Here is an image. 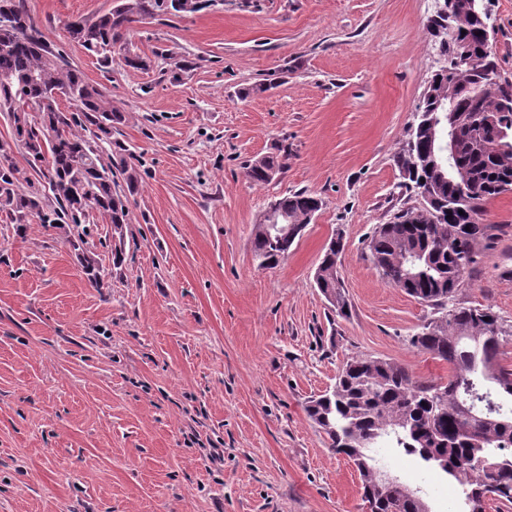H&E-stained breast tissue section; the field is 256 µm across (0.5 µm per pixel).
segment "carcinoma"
<instances>
[{
    "instance_id": "cac0c4a2",
    "label": "carcinoma",
    "mask_w": 512,
    "mask_h": 512,
    "mask_svg": "<svg viewBox=\"0 0 512 512\" xmlns=\"http://www.w3.org/2000/svg\"><path fill=\"white\" fill-rule=\"evenodd\" d=\"M212 0H117L92 21L77 23L74 41L104 65L131 24L162 16L182 17L210 7ZM458 9L446 28L432 25L439 52L468 47L431 75L419 106L420 117L395 164L418 189L421 205L378 225L369 241L370 259L382 279L436 311L410 337L420 352L448 363V381L417 379L406 367L379 357L347 359L329 390L310 401L309 418L328 436L334 453L346 456L359 474L362 499L374 512H431L428 503L398 480L385 481L387 468L367 455L368 448H395L454 478L464 512H486L493 504H512V370L500 363L504 343L512 341V322L490 305L454 302L466 274L478 263L477 245L492 236L484 223L486 205L512 192V82L502 78L497 93L485 90L487 74L498 70L486 45L480 19ZM0 111L8 113L15 141L44 164L48 194L22 187L7 142H0V211L15 224L29 216L41 223L79 228L84 207L112 226V264L122 263L129 198L139 191L140 173L127 146L112 140V125L124 121L99 87L90 83L60 52H53L28 14L24 0H0ZM75 111L61 109L60 99ZM37 110V120L30 110ZM437 116L457 137L456 152L435 166L446 146L445 133L430 125ZM51 130L54 136L39 143ZM102 142L91 153L86 134ZM124 175L118 190L112 167ZM284 164L273 157L245 167L255 184L271 181ZM276 223L255 225L252 248L268 266L288 255L306 224L321 208L308 191L276 201ZM342 238L330 239L314 277L323 296L341 317L350 304L336 269ZM88 280L102 287L105 273L95 255L82 254Z\"/></svg>"
}]
</instances>
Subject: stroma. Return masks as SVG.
<instances>
[{"label":"stroma","instance_id":"1","mask_svg":"<svg viewBox=\"0 0 512 512\" xmlns=\"http://www.w3.org/2000/svg\"><path fill=\"white\" fill-rule=\"evenodd\" d=\"M113 4L25 0L47 44L124 111L112 136L141 186L120 267L109 224L86 226L101 288L64 230L0 212V512H363L354 466L306 406L357 355L448 378L409 344L433 309L368 258L374 228L419 202L394 156L437 67L434 0H224L134 23L106 66L67 25ZM485 6L512 79V0ZM283 143L282 172L250 182L246 164ZM302 190L320 210L286 259L259 268L255 224ZM485 221L493 236L456 299L512 320V193ZM337 233L346 318L313 283ZM378 454L433 512H457L453 480Z\"/></svg>","mask_w":512,"mask_h":512}]
</instances>
